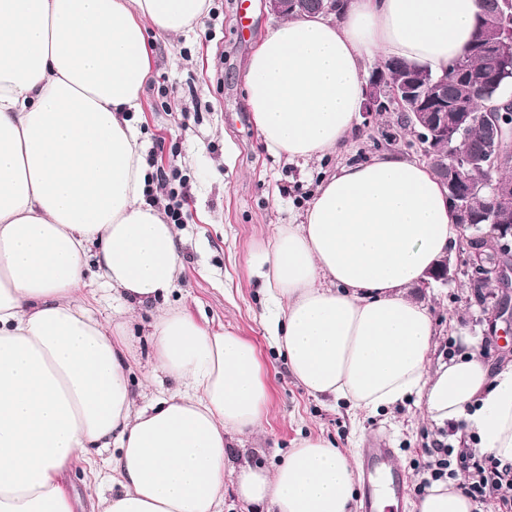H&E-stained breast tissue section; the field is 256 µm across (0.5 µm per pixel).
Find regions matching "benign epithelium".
Returning <instances> with one entry per match:
<instances>
[{"mask_svg":"<svg viewBox=\"0 0 512 512\" xmlns=\"http://www.w3.org/2000/svg\"><path fill=\"white\" fill-rule=\"evenodd\" d=\"M267 10L278 17H288L306 10V0H263ZM490 72L498 71L505 57L512 55V0H502L500 20L484 37L480 48ZM395 62L387 61L372 69L365 82L361 112L366 124L378 120L385 113L396 108L404 125L416 136L421 153L435 164L443 186L448 189L447 198L461 231L476 228L473 217L462 202L459 185L465 182V174L458 154L451 152L448 134L459 135L468 125L470 113L461 108L448 113V97L440 81H432L428 68H414L401 84L392 82L386 66ZM507 107L512 111V98L501 104H494L486 113L491 151L479 160L489 177L476 190L484 192L489 202L486 219L492 224L499 239L500 254L507 261L489 260L479 252L469 256L468 267L472 275L486 283L495 282L501 287L512 288V181L500 179L499 166L503 156H512V136H504L502 124L496 120L498 110ZM454 277L450 257L444 255L431 274V281L424 284L446 285Z\"/></svg>","mask_w":512,"mask_h":512,"instance_id":"1","label":"benign epithelium"}]
</instances>
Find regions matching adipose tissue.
<instances>
[{
    "mask_svg": "<svg viewBox=\"0 0 512 512\" xmlns=\"http://www.w3.org/2000/svg\"><path fill=\"white\" fill-rule=\"evenodd\" d=\"M480 0H346L334 17L266 31L243 77L258 138L288 161L348 139L368 67L402 58L447 71ZM209 0H0V512H75L67 473L114 449L93 512H219L227 436L259 430L270 392L257 351L168 305L183 269L136 129L148 35L187 34ZM444 191L424 164L382 152L323 176L296 223L256 259L280 309L270 330L315 397L372 414L418 396L512 464V363L490 370L476 338L433 363L436 328L410 289L457 248ZM155 305L152 359L174 391L138 404L128 381L133 312L99 319L85 290ZM356 462L322 437L274 469L249 464L236 493L268 512H351ZM463 480L418 512H473Z\"/></svg>",
    "mask_w": 512,
    "mask_h": 512,
    "instance_id": "1",
    "label": "adipose tissue"
}]
</instances>
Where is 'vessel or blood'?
<instances>
[{
    "mask_svg": "<svg viewBox=\"0 0 512 512\" xmlns=\"http://www.w3.org/2000/svg\"><path fill=\"white\" fill-rule=\"evenodd\" d=\"M393 455V449L383 441L362 450L360 512H381L387 497L404 502L406 482L393 463Z\"/></svg>",
    "mask_w": 512,
    "mask_h": 512,
    "instance_id": "b4317fda",
    "label": "vessel or blood"
}]
</instances>
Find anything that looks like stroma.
I'll return each mask as SVG.
<instances>
[{
    "label": "stroma",
    "instance_id": "obj_1",
    "mask_svg": "<svg viewBox=\"0 0 512 512\" xmlns=\"http://www.w3.org/2000/svg\"><path fill=\"white\" fill-rule=\"evenodd\" d=\"M210 5L195 33L153 38L152 78L138 126L145 156L154 157L170 179L187 178L190 186L189 218L177 227L183 272L170 304L252 342L268 379L262 426L258 434L229 437V464L271 466L308 434L324 436L354 456L383 437L395 448L409 489L403 512H417L415 486L426 476V449L440 440L455 442L454 430L431 426L415 398L376 415H356L344 403L312 396L297 385L268 329L271 310L250 259L258 245L273 241L279 225L295 222L320 178L339 162L362 160L380 149L416 161L420 151L401 131L395 112L368 126L356 124L341 152L308 168L267 151L245 103L243 75L253 50L278 20L262 0H250L244 15L236 0H210ZM412 294L430 308L439 331L438 356H457L455 338L466 332L480 337L491 367L512 362L505 322L492 321L467 276L457 274L445 286L417 287ZM152 314L151 307L137 309L132 329L130 385L146 398L175 387L151 363Z\"/></svg>",
    "mask_w": 512,
    "mask_h": 512
}]
</instances>
